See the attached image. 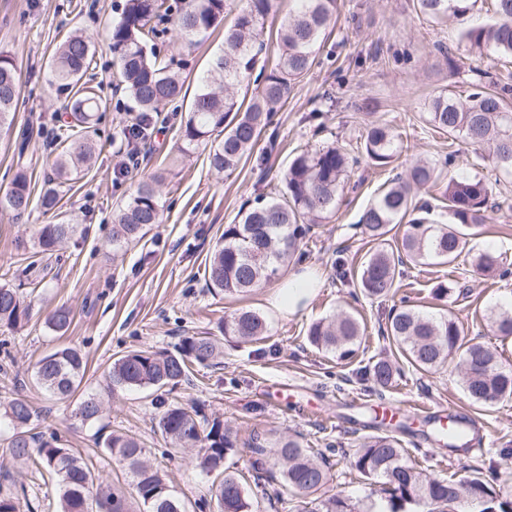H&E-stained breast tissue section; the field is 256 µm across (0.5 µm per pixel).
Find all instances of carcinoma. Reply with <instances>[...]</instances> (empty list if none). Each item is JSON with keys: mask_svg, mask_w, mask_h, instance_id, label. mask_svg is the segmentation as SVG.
<instances>
[{"mask_svg": "<svg viewBox=\"0 0 512 512\" xmlns=\"http://www.w3.org/2000/svg\"><path fill=\"white\" fill-rule=\"evenodd\" d=\"M295 8L277 30L279 50L264 78L262 88L247 99L238 89L255 63V49L263 46L261 37L269 17L277 12V0H244L233 24L224 29V53L211 64L194 97L189 116L181 128L179 152L188 156L200 146H209L208 159L216 172L232 174L248 158L266 127L272 112L284 104L295 84L312 68L335 14L337 0H294ZM418 10L434 19H453L460 26V38L481 54L512 56V0H494L496 20L483 26L468 24L475 0H416ZM169 0H126L123 17L108 31L112 54L117 61L116 78L127 89L140 117L160 111L178 97L184 87L181 63L170 58L165 64L153 51L158 30L153 19L171 13ZM226 0H190V6L177 18L182 40L194 45L224 24ZM93 53L78 35H70L55 49L52 76L63 89L73 91L64 101L66 120L58 126L54 139L60 152L53 177L44 182L39 206L51 211L60 201L59 187L71 181L73 173L89 168L95 157L90 133L97 113L105 103L93 88L83 82ZM19 94L15 62L0 53V128L12 125ZM512 84L490 79L472 84L461 99L445 89L427 103L426 121L435 131L450 138H462L477 157L488 158L497 168L512 170V111L506 101ZM398 135L380 118L366 124L362 150L376 167L393 161L398 151ZM459 153L448 152L443 161L420 159L393 177L360 217L363 233L371 248L356 274V287L370 299L399 298L385 322L379 325L382 339L394 348L391 356L361 367L356 376L363 384L383 391L400 372L399 361L420 373H434L459 360L462 387L477 405L512 399V364L474 339H468L460 322L452 317H435L398 296V279L408 261L434 259L451 265L462 252V238L490 219L494 208L487 183L476 176L455 174ZM349 156L336 145L324 146L294 156L285 177L282 199L258 197L241 212L234 224L224 225L204 268L207 287L215 292L242 294L274 279L296 256L299 241L308 225L321 224L335 212L339 193L348 180ZM161 178L138 183L135 192L113 218L112 250L117 252L140 241L146 227L161 221L159 190ZM439 194L440 203L455 220V227L431 222L432 205L413 204V193ZM33 203L31 178L19 168L11 188L0 197V208L21 217ZM79 230L70 222L42 225L31 246L18 243L16 249L33 257L51 256ZM476 267L484 273L508 275L500 256L482 252ZM30 318V304L19 289L0 284V326L20 330ZM70 308L60 306L47 321L56 333H66L72 323ZM500 336H512V312L490 317ZM222 334L241 343L257 342L266 335L267 323L258 313L237 310L224 317ZM364 328L354 316L341 313L328 321L312 324L307 336L311 344L330 352L338 361L351 360ZM218 355L211 336H187L178 350L132 349L115 358L109 370L114 387L157 390L172 389L189 381L190 365L206 363ZM86 363L81 353L70 347L59 348L41 358L36 366L38 383L59 399L72 397L80 386ZM102 401L95 395L81 398L77 415L84 422L101 416ZM34 414L31 404L21 398L7 403L4 417L12 432L6 448L16 460L32 463L40 474L57 481L60 512H101L102 502L117 500L122 512H185L181 501L168 488L162 468L145 459L146 449L131 435L111 433L96 445L124 464L131 492L106 490L103 481L83 458L51 435L30 432ZM158 427L171 448L162 455L190 450L197 469L214 476L209 487L216 512H253V499L261 498L269 507L285 504L281 487L298 498L325 495L322 512H356L355 504L339 493H327L332 457H343L341 448L329 443L314 451L293 437L251 438L248 472L253 485L231 462L238 452V434L224 426L218 416L209 418L195 408L169 404L159 413ZM471 428L469 422L455 419L453 427L432 428L430 440L450 452L465 449ZM351 470L367 481L373 492L388 503L389 512H403L419 505L423 512H512V487L501 482L498 465L473 466L460 478L436 477L411 459L392 431L377 428L359 443L347 458ZM466 485L463 495L455 493ZM0 512H20L17 488L0 486Z\"/></svg>", "mask_w": 512, "mask_h": 512, "instance_id": "1", "label": "carcinoma"}]
</instances>
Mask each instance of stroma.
<instances>
[{
  "label": "stroma",
  "instance_id": "35a3bbf8",
  "mask_svg": "<svg viewBox=\"0 0 512 512\" xmlns=\"http://www.w3.org/2000/svg\"><path fill=\"white\" fill-rule=\"evenodd\" d=\"M125 0H0V53L11 56L20 73L21 92L14 125L0 131V193L17 172V148L28 138L27 160L34 190L51 176L57 145L52 138L55 115L65 99L51 83L50 61L59 40L80 33L94 52L92 84L106 107L98 114L95 138L101 146L94 165L60 189L57 211L33 209L17 219L0 210V275L20 287L31 304V319L21 330L0 327V400L20 394L40 412L29 428L53 432L67 447L87 456L107 478L124 476L122 466L94 454L97 438L112 432L137 437L149 460L160 458L165 442L157 427L160 402L202 408L223 418L240 438L250 433L295 434L308 448L337 443L353 454L368 435L367 421L375 417L380 399L403 406L428 404L451 407L473 417L481 440L475 450L442 454L437 445L416 452L422 467L447 476L464 466L496 461L512 479V458L499 455L512 440V400L484 410L470 408L455 367L434 374L402 370L384 393L365 391L351 378L358 361L385 356L387 342L378 336L391 301L352 299L351 283L337 274V262L359 264L367 238L357 222L368 203L391 177L387 168L373 167L360 148L367 107L401 135L399 165L422 156L443 159L446 135L433 131L425 120L427 100L447 88L467 94L482 73H512V57L471 52L451 23H438L415 10L413 0H339L334 23L311 71L296 83L287 103L273 113L253 154L232 175L209 166L207 148L183 157L176 150L189 101L165 106L150 121L147 137L138 145V162L127 165L124 131L136 105L115 78L108 29L120 21ZM162 32L156 49L183 60L190 91L212 57L224 48V32L216 30L199 46L185 47L174 21L158 22ZM343 147L352 159L350 177L336 214L311 225L299 245L301 261L291 263L270 283L244 295H224L207 288L205 262L241 209L261 193L278 197L293 157L303 150L328 144ZM465 170L483 178L500 204L481 235L463 242L454 265L429 261L404 268L402 291L434 315L453 314L466 336L483 342L502 359L512 362V338L495 336L489 313L502 309L512 295V277L502 279L476 270L473 259L494 248L512 266V173L467 155ZM162 175V221L138 244L112 254V217L129 200L139 181ZM77 219L82 234L68 240L52 257L25 268L15 243L34 241L43 224ZM314 276L317 284L295 312L281 306L280 294L293 274ZM467 285V297L432 299L436 284ZM68 306L73 323L66 334L46 323L57 306ZM246 308L258 312L268 332L255 343L221 337V354L214 365H193L189 383L172 392L111 390L107 372L114 358L131 349L175 350L184 337L198 333L220 335L225 315ZM350 312L362 320L366 334L354 361L337 362L332 354L310 344L312 323ZM77 349L86 371L79 394L93 393L103 401L98 421L81 423L76 401L51 398L34 379L37 362L62 347ZM172 493L187 512H199L197 502L210 483L189 455L165 461ZM333 492L351 498L359 512H372L370 487L346 465L333 467ZM24 486L22 512H58L54 482L20 461L0 444V483Z\"/></svg>",
  "mask_w": 512,
  "mask_h": 512
}]
</instances>
